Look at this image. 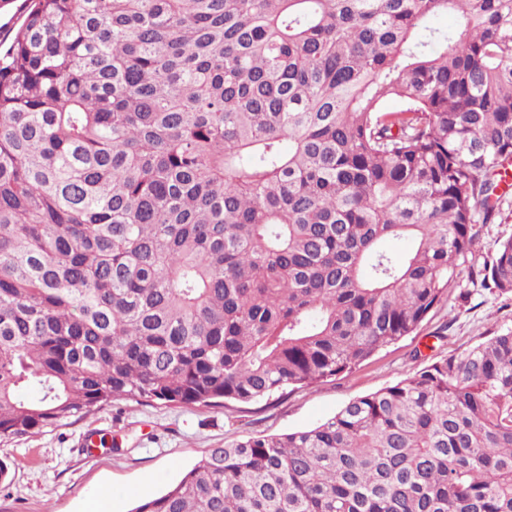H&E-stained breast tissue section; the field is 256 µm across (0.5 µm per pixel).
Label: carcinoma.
I'll return each instance as SVG.
<instances>
[{"label":"carcinoma","mask_w":512,"mask_h":512,"mask_svg":"<svg viewBox=\"0 0 512 512\" xmlns=\"http://www.w3.org/2000/svg\"><path fill=\"white\" fill-rule=\"evenodd\" d=\"M511 177L512 0H26L0 39V437L356 368L448 297ZM469 278L512 293V237ZM133 512H512V330Z\"/></svg>","instance_id":"carcinoma-1"}]
</instances>
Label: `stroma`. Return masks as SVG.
<instances>
[{"label":"stroma","instance_id":"stroma-1","mask_svg":"<svg viewBox=\"0 0 512 512\" xmlns=\"http://www.w3.org/2000/svg\"><path fill=\"white\" fill-rule=\"evenodd\" d=\"M469 263L490 260L498 240L512 236V190L495 223L477 227ZM512 329V297L460 276L448 298L410 336L357 369L294 390L270 403L223 408L165 407L117 400L24 436L0 439V512H83L105 492L112 512H131L158 497L211 449L249 435H281L316 426L348 401L414 374L431 358L458 354L496 331ZM95 430L111 447L85 450Z\"/></svg>","mask_w":512,"mask_h":512}]
</instances>
